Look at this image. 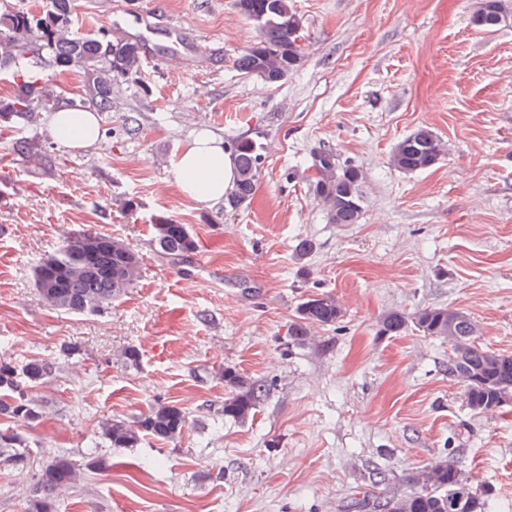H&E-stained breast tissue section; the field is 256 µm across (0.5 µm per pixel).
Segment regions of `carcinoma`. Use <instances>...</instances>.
Listing matches in <instances>:
<instances>
[{
	"label": "carcinoma",
	"mask_w": 512,
	"mask_h": 512,
	"mask_svg": "<svg viewBox=\"0 0 512 512\" xmlns=\"http://www.w3.org/2000/svg\"><path fill=\"white\" fill-rule=\"evenodd\" d=\"M240 14L254 24L257 37L235 61L237 70L267 83L281 82L303 61L300 44L302 22L292 0H237ZM474 23L487 30L504 21L502 0H478ZM80 0H49L42 10L0 8V72L9 76L13 92L0 98V128L16 133L12 152L42 169L54 165L53 155L19 129L34 122L36 114L58 103L61 91L49 86L36 69L39 53L49 55L51 65L74 70L82 77L80 94L68 102L76 112H110L113 89L136 82L146 92L140 76L145 64V45L99 26L83 31ZM237 179L225 197L235 209L253 195L262 162V145L248 137L231 143ZM445 153V145L435 132L423 126L403 138L390 156L395 169L412 173L434 167ZM310 191L324 207L331 224L359 223L364 205L362 168L337 163L336 151L322 146L312 155ZM152 238L161 253L174 260L194 254L198 241L189 225L160 215L151 224ZM141 257L127 242L107 234L82 231L63 243L54 254L34 269L35 286L49 307L72 314L101 312L123 295L140 277ZM344 316V307L335 295L318 293L299 304L288 328L293 345L304 344L316 327L335 324ZM414 327L426 336L446 340L456 336L462 345L448 359V373L465 387L468 407L483 413L502 406L512 396V355L491 351L477 342L479 327L465 312L448 306H427L406 316L391 311L380 320V334L395 335ZM55 371L52 359H32L22 372L0 361V419L14 423L0 427V448L12 449L6 461L18 465L27 461L21 450L18 426H29L40 418L24 386L47 381ZM227 396L221 413L245 422L258 406L262 385L234 367L224 368ZM189 426L185 408L157 402L132 421L114 419L102 427L103 437L114 448H134L143 438L159 442L179 439ZM77 479L76 464L59 455L40 467L28 512H52L58 493ZM408 481L418 489L411 493L395 490L384 496L365 494L353 507L366 512H489L488 501L463 476L454 462H442L416 471Z\"/></svg>",
	"instance_id": "carcinoma-1"
}]
</instances>
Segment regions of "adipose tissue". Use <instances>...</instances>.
Segmentation results:
<instances>
[{"label":"adipose tissue","instance_id":"obj_1","mask_svg":"<svg viewBox=\"0 0 512 512\" xmlns=\"http://www.w3.org/2000/svg\"><path fill=\"white\" fill-rule=\"evenodd\" d=\"M48 131L57 145L69 150L94 146L103 138L96 113L75 112L64 104L50 114ZM174 168L180 192L200 203L220 202L236 179L234 160L223 142L203 131L185 143Z\"/></svg>","mask_w":512,"mask_h":512}]
</instances>
